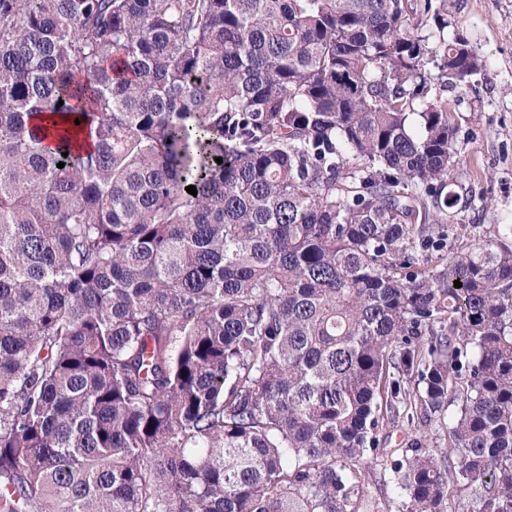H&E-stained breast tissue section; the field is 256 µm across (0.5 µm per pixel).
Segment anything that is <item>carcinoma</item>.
I'll return each instance as SVG.
<instances>
[{
	"mask_svg": "<svg viewBox=\"0 0 512 512\" xmlns=\"http://www.w3.org/2000/svg\"><path fill=\"white\" fill-rule=\"evenodd\" d=\"M483 67L433 0H0V512H512ZM388 475H389V472L388 471H384V466L382 467L381 465H377V466H374L373 465V469H372V474H371V480H370V484H369V490L371 492V495H373L375 498L377 499H380V508L379 510H381L382 512H397V508L400 506L399 504V500L396 498V495L392 492L390 486L387 487V491H388V497H394V503L390 502V506L387 507V505H385V502L387 504V501H384L386 500L385 498L383 499V496L380 495V489H382L383 491V495H384V491H385V487L383 486V483H384V480L388 481Z\"/></svg>",
	"mask_w": 512,
	"mask_h": 512,
	"instance_id": "cac0c4a2",
	"label": "carcinoma"
}]
</instances>
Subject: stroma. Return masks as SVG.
Returning a JSON list of instances; mask_svg holds the SVG:
<instances>
[{"mask_svg": "<svg viewBox=\"0 0 512 512\" xmlns=\"http://www.w3.org/2000/svg\"><path fill=\"white\" fill-rule=\"evenodd\" d=\"M448 18L485 61L466 91L447 92L462 151L451 188L470 198L455 221L461 241L478 242L512 224V0H448Z\"/></svg>", "mask_w": 512, "mask_h": 512, "instance_id": "35a3bbf8", "label": "stroma"}]
</instances>
